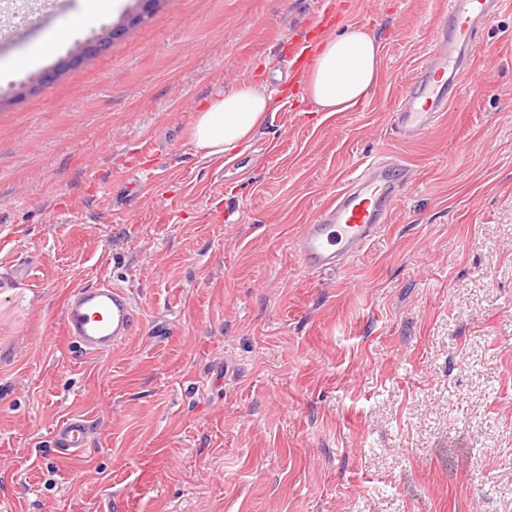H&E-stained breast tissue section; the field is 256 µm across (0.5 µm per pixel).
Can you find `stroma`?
Listing matches in <instances>:
<instances>
[{
	"label": "stroma",
	"instance_id": "stroma-1",
	"mask_svg": "<svg viewBox=\"0 0 512 512\" xmlns=\"http://www.w3.org/2000/svg\"><path fill=\"white\" fill-rule=\"evenodd\" d=\"M322 0H160L103 53L22 95L9 62L86 29L81 0L0 44V512H512V0L465 95L412 142L390 113L442 0H356L382 45L365 104L279 101L231 154L189 131L211 98L282 77ZM409 169L347 266L298 261L302 224L376 155ZM130 290L141 324L87 356L72 291ZM82 415L77 456L50 433Z\"/></svg>",
	"mask_w": 512,
	"mask_h": 512
}]
</instances>
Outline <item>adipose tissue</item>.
Returning a JSON list of instances; mask_svg holds the SVG:
<instances>
[{
	"label": "adipose tissue",
	"mask_w": 512,
	"mask_h": 512,
	"mask_svg": "<svg viewBox=\"0 0 512 512\" xmlns=\"http://www.w3.org/2000/svg\"><path fill=\"white\" fill-rule=\"evenodd\" d=\"M381 71L379 42L362 27L349 25L316 47L306 77V95L314 111L345 112L369 94ZM274 109V99L264 84H242L203 106L190 142L206 158L231 153Z\"/></svg>",
	"instance_id": "obj_1"
}]
</instances>
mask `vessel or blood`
<instances>
[{
    "instance_id": "vessel-or-blood-1",
    "label": "vessel or blood",
    "mask_w": 512,
    "mask_h": 512,
    "mask_svg": "<svg viewBox=\"0 0 512 512\" xmlns=\"http://www.w3.org/2000/svg\"><path fill=\"white\" fill-rule=\"evenodd\" d=\"M501 0H448L447 21L434 32L429 62L409 84L392 114V125L404 139L420 136L447 112L462 89V76L479 45L486 23ZM62 0H39L27 9L22 23L0 26V40L21 37L27 22L62 8ZM346 9L344 0L325 7L313 19L304 42L289 46L287 63L294 85H301L310 63V44L330 34ZM407 179L403 165L375 158L360 165L349 184L336 193L304 225L297 242L302 265L311 271L334 269L339 262L362 250L389 222V204L402 192ZM139 325L130 293L108 282L76 290L64 309L69 339L82 352L105 354L126 344ZM55 445L76 454L91 440L89 421L71 416L52 430Z\"/></svg>"
}]
</instances>
